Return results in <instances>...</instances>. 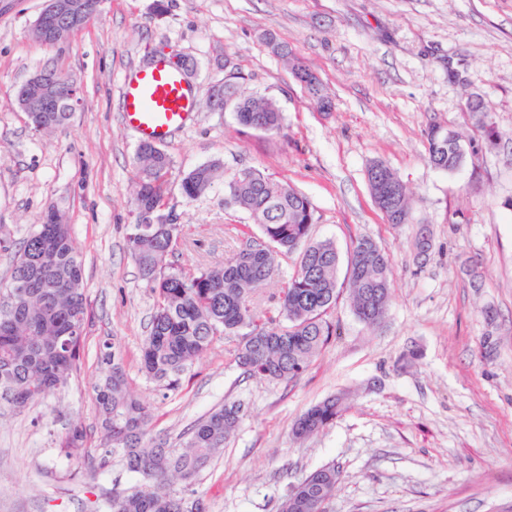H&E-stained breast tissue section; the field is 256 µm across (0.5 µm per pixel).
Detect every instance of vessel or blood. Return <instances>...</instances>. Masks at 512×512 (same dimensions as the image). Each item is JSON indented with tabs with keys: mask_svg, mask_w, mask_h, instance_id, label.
I'll return each mask as SVG.
<instances>
[{
	"mask_svg": "<svg viewBox=\"0 0 512 512\" xmlns=\"http://www.w3.org/2000/svg\"><path fill=\"white\" fill-rule=\"evenodd\" d=\"M121 104L127 127L140 140L157 143L190 120L193 94L181 69L162 62L136 70L123 81Z\"/></svg>",
	"mask_w": 512,
	"mask_h": 512,
	"instance_id": "1",
	"label": "vessel or blood"
}]
</instances>
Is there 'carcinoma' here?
<instances>
[{
    "label": "carcinoma",
    "instance_id": "cac0c4a2",
    "mask_svg": "<svg viewBox=\"0 0 512 512\" xmlns=\"http://www.w3.org/2000/svg\"><path fill=\"white\" fill-rule=\"evenodd\" d=\"M322 111L332 101L321 83L308 88ZM243 127L279 133L284 115L265 97L224 99ZM491 107L482 103L478 122L486 144L497 132ZM69 112H34L32 122L56 128L70 122ZM429 162L442 171L456 169L463 160L458 135L440 125L426 131ZM140 175L132 199L135 223L128 237L130 254L155 296V311L141 350V367L149 376L177 382L219 333L239 335L234 361L245 373L288 383L309 367L319 350L336 334L327 321L336 305L340 256L331 241L312 240L316 224L309 199L296 189L249 168L224 181L233 204L246 211L260 236H249L224 263L186 271L167 262L179 238L180 225L162 212L172 161L163 150L141 142L136 152ZM222 164L213 161L187 173L182 195L194 200L209 190ZM371 199L389 224L397 215L412 213L406 192L387 196L400 183L382 161L367 170ZM299 251L296 270L278 298V315L264 318L253 311L252 295L268 284L276 255ZM347 281L355 315L368 325L383 318L390 296L389 261L384 249L369 238L357 241L347 263ZM89 317L82 260L71 225L54 224L50 215L16 251L9 271L7 301L0 305V398L23 408L34 398L65 385L77 372ZM102 361L108 374L96 386L103 441L121 455L127 470L141 483L107 498L108 512H206L202 497L194 507L182 508L186 498L170 489V482L195 485L197 476L222 448L239 422V409L224 406L197 421L184 433L180 446L151 434V415L130 393L117 348L103 344ZM345 410L341 396H330L310 407L294 422L292 434L305 439L330 425ZM87 433L75 425L66 433L67 456L86 464ZM339 478L334 465L306 475L293 487L281 512H327Z\"/></svg>",
    "mask_w": 512,
    "mask_h": 512
}]
</instances>
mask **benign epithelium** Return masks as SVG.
<instances>
[{
	"label": "benign epithelium",
	"instance_id": "obj_1",
	"mask_svg": "<svg viewBox=\"0 0 512 512\" xmlns=\"http://www.w3.org/2000/svg\"><path fill=\"white\" fill-rule=\"evenodd\" d=\"M103 0H45L38 15L33 38L42 44H57L62 35L75 33L100 13ZM16 103L20 111L76 112L81 104L75 81L53 66H46L27 79L19 88Z\"/></svg>",
	"mask_w": 512,
	"mask_h": 512
}]
</instances>
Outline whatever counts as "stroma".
Instances as JSON below:
<instances>
[{"label": "stroma", "instance_id": "35a3bbf8", "mask_svg": "<svg viewBox=\"0 0 512 512\" xmlns=\"http://www.w3.org/2000/svg\"><path fill=\"white\" fill-rule=\"evenodd\" d=\"M43 5L0 0V283L56 209L82 259L91 320L64 387L22 409L0 399V512H106L112 492L137 483L120 455L102 453L94 386L106 341L169 446L214 409L239 408L195 484L207 512H279L290 486L331 464L340 478L328 512H512V0H104L86 29L51 47L32 36ZM275 41L318 74L332 111L311 103ZM175 54L195 92L190 121L161 144L173 162L164 209L180 226L175 264L209 266L239 249L254 225L226 205L223 179L249 167L306 195L314 238L341 258L362 238L388 254L382 321H360L339 279L327 315L336 334L294 382L248 376L234 361L239 337L222 334L176 384L141 370L155 297L129 254L140 140L124 124L120 86ZM47 64L77 83L82 104L67 126L38 132L15 92ZM229 79L277 103L280 133L211 106ZM471 98L490 103L495 145L484 144ZM434 122L460 135L453 171L429 162ZM215 160L223 178L185 199L182 177ZM375 160L411 195L410 223H386L373 204ZM413 349L418 358L402 363ZM338 393L336 421L293 441L295 418ZM75 424L93 468L62 446Z\"/></svg>", "mask_w": 512, "mask_h": 512}]
</instances>
